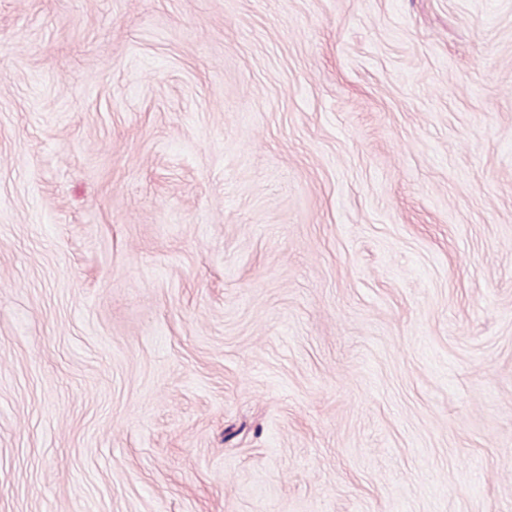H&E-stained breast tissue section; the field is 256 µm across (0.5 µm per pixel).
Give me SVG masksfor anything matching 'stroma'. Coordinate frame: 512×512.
Returning a JSON list of instances; mask_svg holds the SVG:
<instances>
[{
	"mask_svg": "<svg viewBox=\"0 0 512 512\" xmlns=\"http://www.w3.org/2000/svg\"><path fill=\"white\" fill-rule=\"evenodd\" d=\"M0 512H512V0H0Z\"/></svg>",
	"mask_w": 512,
	"mask_h": 512,
	"instance_id": "35a3bbf8",
	"label": "stroma"
}]
</instances>
